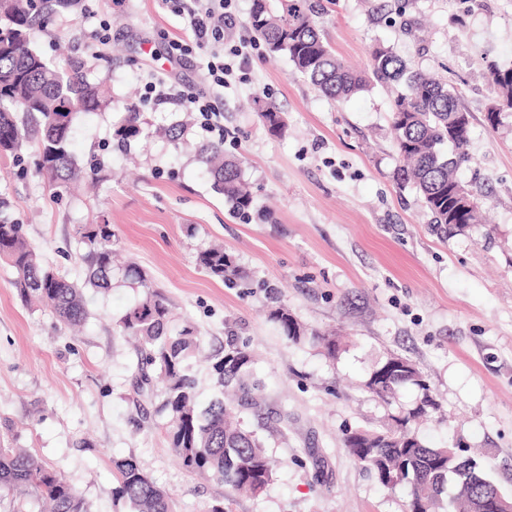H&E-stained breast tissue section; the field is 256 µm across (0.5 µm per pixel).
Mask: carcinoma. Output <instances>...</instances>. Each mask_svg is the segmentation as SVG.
I'll list each match as a JSON object with an SVG mask.
<instances>
[{
	"mask_svg": "<svg viewBox=\"0 0 512 512\" xmlns=\"http://www.w3.org/2000/svg\"><path fill=\"white\" fill-rule=\"evenodd\" d=\"M252 0L248 28L267 50L283 53L294 73L304 78L327 98L346 100L376 85L395 90L390 123L394 147L402 166L397 179L421 195L432 222L452 230L457 224L477 222L478 207L448 218L450 193L461 190L470 198L473 191L456 177V170L471 159V127L456 126L462 111L459 95L448 83L412 67L410 62L378 43L369 53L362 71L345 66L318 28L308 0ZM78 0H0V155H35V171L60 193L69 189L79 173L69 150L77 113L112 104L109 88L89 79L83 60L64 64L46 61L32 46L33 32L47 25L61 10L76 8ZM490 90L501 105L512 109V67H495L488 75ZM125 116L115 131L127 143L138 139L142 122L137 105L126 102ZM258 116L273 135L286 129L281 109L267 102ZM214 187L224 195L234 214H246L253 196L243 179L239 162L224 158V145L204 148ZM8 204L0 200V261L10 266L22 297L34 296L47 305L61 325L73 327L87 316L82 288L107 289L112 282V227L106 222L83 224L78 229L82 253L79 260L85 278L83 287L67 275L45 264L29 243L24 225L10 217ZM200 265L209 273L226 278L236 275L222 248L199 255ZM126 278L143 289L142 299L130 307L115 324V332L136 341L137 392L160 374L163 399L160 410L167 414L172 450L190 471L209 474L232 492L258 496L273 483L276 470L256 433L243 421H231L224 394L234 398L240 416H262L259 384L252 379L254 355L247 345L230 333L224 343L203 352L204 340L197 330L184 326L169 328V299L157 289L146 273L135 265L124 270ZM286 339L298 342L307 330L288 309L270 313ZM203 361L220 395L201 408L197 403L192 360ZM413 385L424 391L420 406L398 418L394 431L357 429L365 447L344 446L359 464L375 471L379 482L392 489H410L406 512H439L440 496L447 488L446 512H479L477 498L498 487L487 478L481 462L466 457L455 447L425 446L408 424L436 407L419 368L409 359L389 357L368 380L375 396L388 399L396 390ZM118 473L116 496L129 503L133 512H173L167 493L151 481L132 458L115 462ZM15 497L14 512H26L25 505L44 503L49 512H89L85 499L58 472L45 469L32 455L18 448L0 446V493Z\"/></svg>",
	"mask_w": 512,
	"mask_h": 512,
	"instance_id": "carcinoma-1",
	"label": "carcinoma"
}]
</instances>
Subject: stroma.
<instances>
[{"instance_id": "1", "label": "stroma", "mask_w": 512, "mask_h": 512, "mask_svg": "<svg viewBox=\"0 0 512 512\" xmlns=\"http://www.w3.org/2000/svg\"><path fill=\"white\" fill-rule=\"evenodd\" d=\"M316 10L348 65L366 67L381 43L458 88L472 127L458 176L478 190L485 223L433 224L416 190L398 186L389 90L330 101L262 45L246 80L214 92L224 151L242 160L254 194L248 218L233 217L197 152L211 140L199 118L144 96L147 82L181 71L168 60L169 40L192 38L165 0H82L34 37L47 60L83 59L91 80L110 86L112 106L78 113L70 146L79 165L98 159L104 169L58 196L32 157H0V197L71 280H83L79 225L106 221L120 260L144 269L176 323L213 345L230 331L249 343L269 426H246L277 463L274 482L250 498L179 463L161 393L134 394L135 348L113 333L142 297L122 273L108 291L85 289L87 319L72 331L22 298L1 263L0 439L62 472L90 512H131L114 493V462L128 457L176 512H206L218 496L227 512H405L408 488H385L343 445L347 431L385 429L419 403L413 386L386 401L367 389L392 355L419 367L439 405L412 423L421 441L462 443L512 495V110L497 127L485 121L495 103L488 68L512 64V0H317ZM104 20L112 39L103 45L94 33ZM258 96L284 112V135L259 121ZM129 99L152 135L124 148L113 132ZM177 123L184 136L173 142L164 130ZM214 246L241 277L199 266ZM281 305L308 328L336 330L335 357L312 339H285L269 317Z\"/></svg>"}]
</instances>
